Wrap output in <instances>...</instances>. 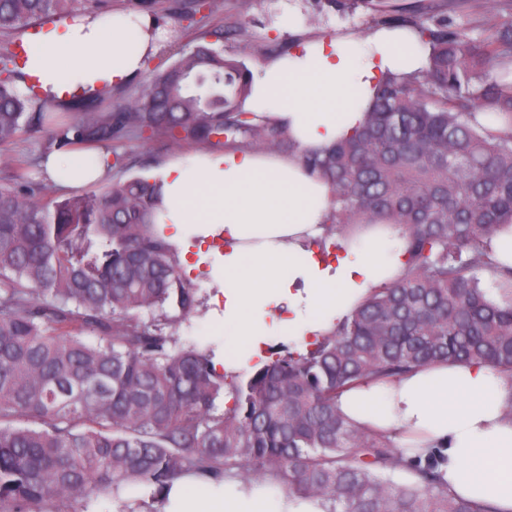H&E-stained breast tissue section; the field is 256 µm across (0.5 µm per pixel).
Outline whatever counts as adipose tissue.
I'll list each match as a JSON object with an SVG mask.
<instances>
[{"label": "adipose tissue", "mask_w": 512, "mask_h": 512, "mask_svg": "<svg viewBox=\"0 0 512 512\" xmlns=\"http://www.w3.org/2000/svg\"><path fill=\"white\" fill-rule=\"evenodd\" d=\"M163 41L136 13L66 18L27 35L22 73L39 101L92 98L142 76ZM428 59L418 28H381L367 37L304 41L259 65L246 111L286 116L298 152L228 150L191 155L159 174L157 221L187 270L205 268L216 292L209 335L227 375L260 367L272 344L305 352L337 328L407 265V239L393 224H367L348 240L327 242L329 188L305 167L303 152L349 138L365 121L380 79L410 78ZM112 169V156L62 151L43 162L64 188ZM512 374L478 361L440 362L362 384L338 398L352 421L390 436L409 459L433 460L443 484L497 512H512ZM160 512H323L292 502L272 480L190 475L165 489Z\"/></svg>", "instance_id": "ef3b65f1"}]
</instances>
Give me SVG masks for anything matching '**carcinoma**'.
<instances>
[{"instance_id": "cac0c4a2", "label": "carcinoma", "mask_w": 512, "mask_h": 512, "mask_svg": "<svg viewBox=\"0 0 512 512\" xmlns=\"http://www.w3.org/2000/svg\"><path fill=\"white\" fill-rule=\"evenodd\" d=\"M468 0L380 8L377 0H315L318 8L372 11L388 28L413 25L428 66L386 78L365 125L303 161L331 188L325 234L390 221L408 236V265L337 331L304 353L269 357L243 379L211 354L176 342L172 327L198 307L177 249L154 224L155 182L40 204L15 175L0 183V512H49L105 496L131 512L129 484L173 478H273L325 512H494L448 491L431 462L409 463L388 437L336 410L344 389L437 361L479 360L512 374V303L480 288L487 273L512 290L488 246L512 225V0H488L484 28L424 15ZM109 0H0V67L16 64L15 35L100 14ZM17 73L0 80V161L30 127L49 125L48 148L107 146L129 135L224 148L297 150L288 125L243 108L251 72L206 45L154 70L119 112L73 102L57 122ZM494 110L502 129L477 118ZM154 314L149 324L140 312ZM97 341H86L85 335ZM229 401H224L225 396Z\"/></svg>"}]
</instances>
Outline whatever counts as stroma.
<instances>
[{"instance_id":"1","label":"stroma","mask_w":512,"mask_h":512,"mask_svg":"<svg viewBox=\"0 0 512 512\" xmlns=\"http://www.w3.org/2000/svg\"><path fill=\"white\" fill-rule=\"evenodd\" d=\"M181 0H159L156 20L164 31L166 40L157 55L151 59L152 66H166L175 60L176 50H188L198 44L237 53L243 41H251L259 48L258 53L245 56L248 67L279 57L282 52L296 48L299 42L318 37H331L339 32L368 35L373 26L364 9L350 13L326 9L317 10L313 0H214L212 14L196 25L185 28L175 24L171 18ZM237 27L238 37L217 39L216 29ZM48 131L30 128L23 132L10 149L11 155L22 163L24 185L40 189L46 183L38 173L41 158L45 155L44 144ZM199 144L172 147L167 141L158 139L145 141L132 136L112 143V183L130 177L149 176L164 163L192 153L202 152ZM189 281L197 290L200 301L198 312L179 322L173 330L179 343H194L206 346L205 329L210 323L211 297L215 292L205 272L192 271Z\"/></svg>"}]
</instances>
